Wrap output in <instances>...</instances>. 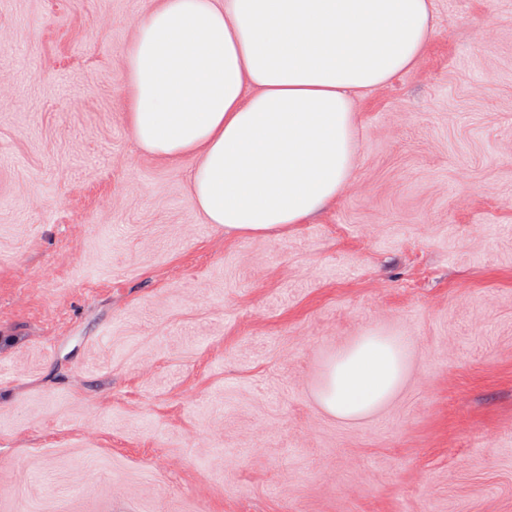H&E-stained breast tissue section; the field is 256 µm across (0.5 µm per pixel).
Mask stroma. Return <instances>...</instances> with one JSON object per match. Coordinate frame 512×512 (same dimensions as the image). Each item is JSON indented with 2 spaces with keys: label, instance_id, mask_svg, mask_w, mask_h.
<instances>
[{
  "label": "stroma",
  "instance_id": "35a3bbf8",
  "mask_svg": "<svg viewBox=\"0 0 512 512\" xmlns=\"http://www.w3.org/2000/svg\"><path fill=\"white\" fill-rule=\"evenodd\" d=\"M153 5L0 0V512H512V0H433L336 203L256 238L135 142ZM371 330L406 379L344 422ZM405 341L385 332L358 336L336 349L317 387L322 408L340 420L365 418L384 405L406 372Z\"/></svg>",
  "mask_w": 512,
  "mask_h": 512
}]
</instances>
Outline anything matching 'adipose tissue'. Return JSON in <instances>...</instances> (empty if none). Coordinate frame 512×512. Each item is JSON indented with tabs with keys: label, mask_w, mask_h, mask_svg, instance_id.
<instances>
[{
	"label": "adipose tissue",
	"mask_w": 512,
	"mask_h": 512,
	"mask_svg": "<svg viewBox=\"0 0 512 512\" xmlns=\"http://www.w3.org/2000/svg\"><path fill=\"white\" fill-rule=\"evenodd\" d=\"M432 0H159L126 55L139 147L194 158L206 223L263 237L334 204L355 170L359 100L412 68ZM385 332L333 353L317 387L340 420L384 405L406 372Z\"/></svg>",
	"instance_id": "adipose-tissue-1"
}]
</instances>
